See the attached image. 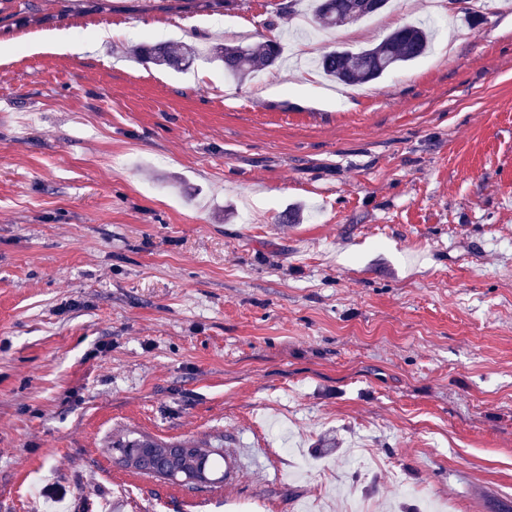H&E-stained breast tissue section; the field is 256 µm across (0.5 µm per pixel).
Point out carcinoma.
I'll use <instances>...</instances> for the list:
<instances>
[{"label":"carcinoma","mask_w":512,"mask_h":512,"mask_svg":"<svg viewBox=\"0 0 512 512\" xmlns=\"http://www.w3.org/2000/svg\"><path fill=\"white\" fill-rule=\"evenodd\" d=\"M371 1L383 9L389 0H315L316 23L325 29L353 24L365 17V5ZM189 5L209 12L230 9L234 0H185ZM432 32L423 24L405 25L378 43L358 49H334L326 52L319 61V69L328 78L345 85L355 86L378 80L399 67L424 56L430 49ZM130 53L146 64L173 70L191 67L199 58V49L181 42L138 43ZM283 45L278 38H269L255 47L216 44L208 51L210 60L224 67V73L238 83L251 76L278 66ZM164 444L149 438L130 441L119 446L121 457L133 459L143 448H159ZM183 452L177 464L191 472L198 470L199 460L210 467H218L214 452L197 445H182Z\"/></svg>","instance_id":"obj_1"}]
</instances>
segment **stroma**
Instances as JSON below:
<instances>
[{
  "label": "stroma",
  "mask_w": 512,
  "mask_h": 512,
  "mask_svg": "<svg viewBox=\"0 0 512 512\" xmlns=\"http://www.w3.org/2000/svg\"><path fill=\"white\" fill-rule=\"evenodd\" d=\"M483 2L337 29L441 20L347 86L301 38L242 84L127 54L254 45L307 0H0V512L512 501V0ZM59 31L87 50H38ZM139 436L250 454L205 490L121 466ZM130 53L143 63L177 71L188 69L200 56L199 49L194 45L165 41L137 43Z\"/></svg>",
  "instance_id": "obj_1"
}]
</instances>
